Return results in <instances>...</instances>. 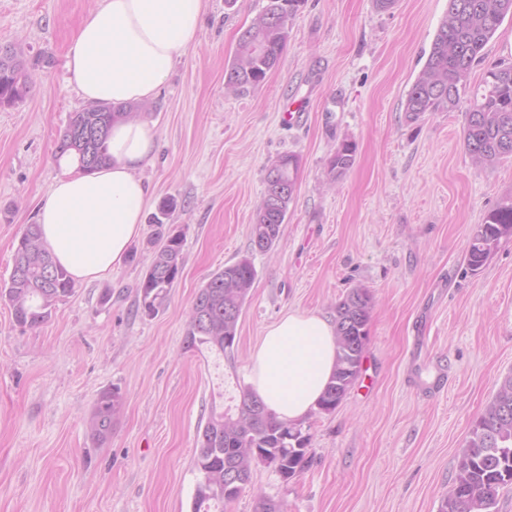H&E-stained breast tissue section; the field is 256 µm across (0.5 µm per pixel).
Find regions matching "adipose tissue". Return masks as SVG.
Masks as SVG:
<instances>
[{
    "label": "adipose tissue",
    "mask_w": 512,
    "mask_h": 512,
    "mask_svg": "<svg viewBox=\"0 0 512 512\" xmlns=\"http://www.w3.org/2000/svg\"><path fill=\"white\" fill-rule=\"evenodd\" d=\"M203 0H100L81 21L68 52L69 82L88 103L150 102L174 64L195 46ZM156 146L142 119L113 124L109 163L93 172L61 161L39 209L42 239L75 281L119 266L141 233L150 188L141 171ZM336 363V327L318 312L291 311L268 326L249 360L251 391L279 419L317 408Z\"/></svg>",
    "instance_id": "ef3b65f1"
}]
</instances>
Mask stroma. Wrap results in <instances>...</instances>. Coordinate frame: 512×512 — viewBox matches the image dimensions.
I'll list each match as a JSON object with an SVG mask.
<instances>
[{
  "label": "stroma",
  "instance_id": "35a3bbf8",
  "mask_svg": "<svg viewBox=\"0 0 512 512\" xmlns=\"http://www.w3.org/2000/svg\"><path fill=\"white\" fill-rule=\"evenodd\" d=\"M96 0H0V44L31 75L23 101L0 106V282L25 225L58 173L70 113L85 103L66 54ZM264 0H204L197 45L142 107L157 130L143 176L153 203L171 197L183 268L154 315L137 286L145 239L101 278L76 283L51 317L18 326L0 301V512H191L197 431L235 404L265 329L291 310L333 315L355 287L373 306L363 371L329 414H311L309 462L282 480L255 468L224 512H438L475 420L512 372V238L471 270L484 215L512 197V160L476 169L464 108L415 122L405 96L448 0H305L278 67L242 92L224 86L238 35ZM344 140L353 167L329 181ZM300 159L297 193L273 251L251 224L277 157ZM251 257L256 277L229 358L185 344L188 312L209 275ZM123 405L111 437L86 428L98 394Z\"/></svg>",
  "mask_w": 512,
  "mask_h": 512
}]
</instances>
